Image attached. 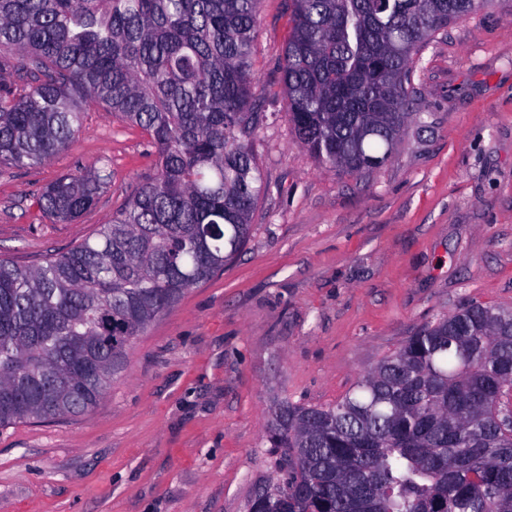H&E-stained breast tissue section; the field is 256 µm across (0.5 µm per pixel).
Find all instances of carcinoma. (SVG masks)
<instances>
[{
  "label": "carcinoma",
  "mask_w": 512,
  "mask_h": 512,
  "mask_svg": "<svg viewBox=\"0 0 512 512\" xmlns=\"http://www.w3.org/2000/svg\"><path fill=\"white\" fill-rule=\"evenodd\" d=\"M297 142L328 171L389 163L416 56L494 0H290ZM260 0H0V167L67 149L88 103L146 132L156 172L93 238L33 267L0 258V428L84 415L134 340L224 269L264 190L250 149ZM108 164L36 199L61 224ZM512 309L470 304L408 337L338 401L269 412L276 476L249 512H512Z\"/></svg>",
  "instance_id": "1"
}]
</instances>
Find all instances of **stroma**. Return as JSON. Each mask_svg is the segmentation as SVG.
I'll use <instances>...</instances> for the list:
<instances>
[{"mask_svg": "<svg viewBox=\"0 0 512 512\" xmlns=\"http://www.w3.org/2000/svg\"><path fill=\"white\" fill-rule=\"evenodd\" d=\"M289 0H262L254 55L266 189L240 254L138 336L77 418L0 430V512H247L274 471L269 410L328 405L407 336L458 308L512 307V0L449 24L412 65L413 115L386 166L321 168L281 84ZM108 161L77 221L34 200ZM149 136L89 107L66 150L0 170V257L69 251L153 177Z\"/></svg>", "mask_w": 512, "mask_h": 512, "instance_id": "stroma-1", "label": "stroma"}]
</instances>
